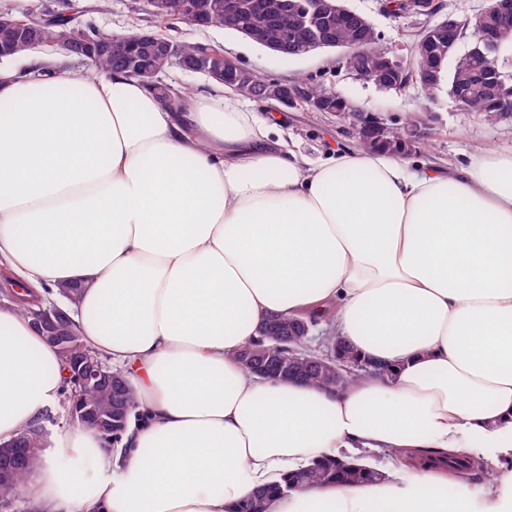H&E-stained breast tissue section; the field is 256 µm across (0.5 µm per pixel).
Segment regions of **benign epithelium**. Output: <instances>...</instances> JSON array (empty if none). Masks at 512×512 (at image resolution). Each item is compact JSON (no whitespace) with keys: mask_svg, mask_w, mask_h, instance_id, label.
I'll return each instance as SVG.
<instances>
[{"mask_svg":"<svg viewBox=\"0 0 512 512\" xmlns=\"http://www.w3.org/2000/svg\"><path fill=\"white\" fill-rule=\"evenodd\" d=\"M174 8L195 28L209 27L207 8L199 0H176ZM329 17L339 22L360 26L364 24V19L356 12L338 11L330 0H312L308 19L301 26L300 33L277 43L274 46L275 53L279 56L295 57L327 44L329 32L325 20ZM31 20L30 16L21 19L11 13L0 12V29L10 36L9 41L0 44V59L13 55V46L28 38ZM475 30L480 41L490 51L492 64L487 66V69L494 71L496 75L499 74L496 63H498L500 51L506 47V44H512V0H488V5L477 13ZM459 37L457 24L448 22V26L439 31L440 52L432 54L417 73L408 72V68L401 59L390 57L382 66L371 71V75L358 72L356 76L368 82L373 80L389 87L400 86L410 80L431 82L436 75L434 64L456 48ZM144 42L154 43L158 47L156 56L146 65L142 64L134 51L138 44ZM59 48L66 55L79 58L90 57L99 51V46L89 40L84 29L76 27H70L62 32ZM109 51L117 57L120 66L155 82L158 81L159 74L172 65L187 72L198 70V67L186 63L180 57L176 44L151 30H143L134 35H118L112 40ZM207 72L210 79L234 88L237 94L249 99L255 98L253 82L238 78L236 72L229 67L213 65L207 69ZM273 96L282 107L287 109L303 108L311 112H328L342 122L361 123L376 136L384 130L382 118L364 114L348 103L343 108L328 106V98L335 100L341 98V95L334 91L327 97L310 87L283 82L276 86ZM31 318L33 325L42 333L45 342L56 349L66 366L68 376L73 378L76 384L87 387L95 385L117 387L126 383L119 373L112 371L100 358L87 354L77 331L63 333L58 329L59 320L68 319L66 312L58 306L42 307L32 314ZM262 338L268 341V348L273 357H279L286 337L279 334L274 320L263 322ZM316 355L321 364L339 363L342 374L351 370L367 371L366 365L341 353V347L338 345L327 344L316 351ZM240 360L251 372L266 378L283 381L301 379V376L291 367L281 363L276 364V369L272 370L267 365L252 361L244 354L240 355ZM68 411L73 421L81 426H90L104 436L110 433L119 434L126 425L125 408L120 401L111 412L105 414L87 405L84 400L74 394L68 403Z\"/></svg>","mask_w":512,"mask_h":512,"instance_id":"obj_1","label":"benign epithelium"}]
</instances>
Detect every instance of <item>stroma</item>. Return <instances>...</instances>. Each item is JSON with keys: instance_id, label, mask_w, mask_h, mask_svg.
Here are the masks:
<instances>
[{"instance_id": "obj_1", "label": "stroma", "mask_w": 512, "mask_h": 512, "mask_svg": "<svg viewBox=\"0 0 512 512\" xmlns=\"http://www.w3.org/2000/svg\"><path fill=\"white\" fill-rule=\"evenodd\" d=\"M349 8L365 15L380 36L389 55L410 56L427 23L425 20L397 18L381 8L380 0H346ZM71 26L94 25L113 34L142 30H162L177 43L195 42L220 48L225 58L239 63L263 78L291 81L298 77L314 79L334 90L362 112L385 121L404 120L407 113L419 112L426 118L425 146L413 158L438 167L464 162L476 149L496 155L512 154V120L497 124L484 122L477 114L460 108L447 93L427 97L417 84L402 91H388L351 73L339 49H320L285 58L222 28L198 29L181 21L159 24L145 0H109L100 8L98 0H84L81 9L70 11ZM281 128L295 150L312 158L326 157L336 146L356 147L346 123L323 112L291 109L281 113Z\"/></svg>"}]
</instances>
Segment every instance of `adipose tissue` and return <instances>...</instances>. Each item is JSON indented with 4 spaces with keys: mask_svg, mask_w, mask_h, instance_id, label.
I'll return each instance as SVG.
<instances>
[{
    "mask_svg": "<svg viewBox=\"0 0 512 512\" xmlns=\"http://www.w3.org/2000/svg\"><path fill=\"white\" fill-rule=\"evenodd\" d=\"M0 70V271L21 297L81 286L70 317L136 395L112 445L54 439L35 512H512V157L442 172L390 152L314 162L221 84L164 107L147 82ZM320 315L380 371L344 390L258 377L268 316ZM64 376L0 305V444ZM380 452V479L289 486ZM492 479L448 497L456 460Z\"/></svg>",
    "mask_w": 512,
    "mask_h": 512,
    "instance_id": "1",
    "label": "adipose tissue"
}]
</instances>
